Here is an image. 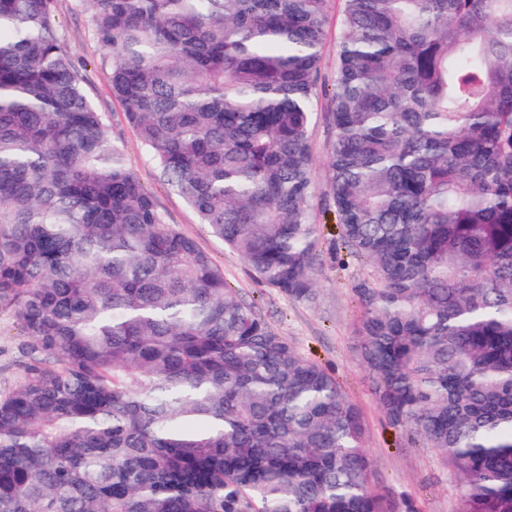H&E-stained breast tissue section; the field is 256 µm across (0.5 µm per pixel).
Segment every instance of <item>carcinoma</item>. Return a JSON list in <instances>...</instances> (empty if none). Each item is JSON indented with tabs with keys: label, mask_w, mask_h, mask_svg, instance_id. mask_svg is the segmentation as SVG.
<instances>
[{
	"label": "carcinoma",
	"mask_w": 512,
	"mask_h": 512,
	"mask_svg": "<svg viewBox=\"0 0 512 512\" xmlns=\"http://www.w3.org/2000/svg\"><path fill=\"white\" fill-rule=\"evenodd\" d=\"M159 178L252 275L317 297L316 206L361 268L374 402L512 512V0H81ZM0 0V512H385L337 378L167 224L56 33ZM341 10L342 0H331L329 5L327 35L323 46L322 69L317 82L320 96L316 106V112H318V115L312 129L314 172L316 177H320L328 160L325 147L326 139L324 127L321 119V113L326 109L327 99L326 97L321 96L320 89L323 88L325 82L328 83L327 79L335 67L336 46L340 33L339 18ZM20 331L6 315H0V395L12 391L21 381Z\"/></svg>",
	"instance_id": "cac0c4a2"
}]
</instances>
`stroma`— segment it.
I'll list each match as a JSON object with an SVG mask.
<instances>
[{"mask_svg": "<svg viewBox=\"0 0 512 512\" xmlns=\"http://www.w3.org/2000/svg\"><path fill=\"white\" fill-rule=\"evenodd\" d=\"M57 33L83 77L87 95L102 112L112 139L121 148L139 180L151 190L166 221L193 238L224 270L240 297L254 305L273 331L302 356L316 361L340 381L346 396L358 404L367 424L365 451L375 463L374 487L387 502L412 495L419 512H459L455 480L429 448H403L400 430L392 428L375 405L356 354L358 308L352 295L356 264L327 266L320 277L317 299L297 302L259 284L242 259L197 220L194 212L159 180L156 163L128 124L124 108L112 94L107 74L110 55L90 29L88 14L78 0H58ZM20 331L0 315V395L21 381Z\"/></svg>", "mask_w": 512, "mask_h": 512, "instance_id": "35a3bbf8", "label": "stroma"}]
</instances>
